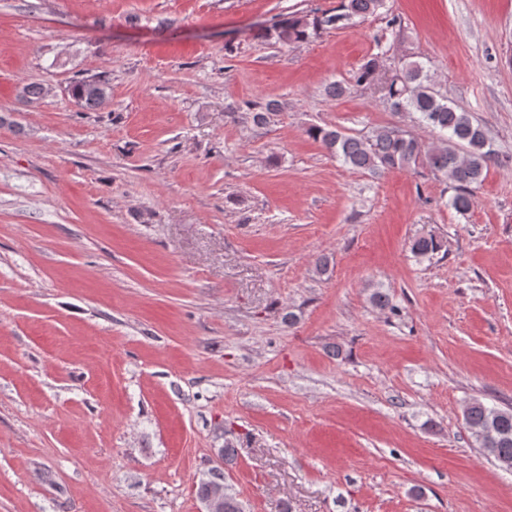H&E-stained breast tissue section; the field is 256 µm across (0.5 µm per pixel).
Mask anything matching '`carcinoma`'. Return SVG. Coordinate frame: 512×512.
Segmentation results:
<instances>
[{
  "instance_id": "1",
  "label": "carcinoma",
  "mask_w": 512,
  "mask_h": 512,
  "mask_svg": "<svg viewBox=\"0 0 512 512\" xmlns=\"http://www.w3.org/2000/svg\"><path fill=\"white\" fill-rule=\"evenodd\" d=\"M385 7V0H340L333 11L320 16L292 15L275 27L277 40L284 44L303 42L318 31L339 28L355 18L374 15ZM381 54L367 58L357 69L359 86L380 82L384 102L396 113L412 112L419 122L438 133L435 141L424 144L399 127H384L369 137L348 135L337 129L314 127L309 134L348 167L373 173L426 167L442 174L455 194L450 206L459 214L470 209L472 188L483 181L488 161L494 155L483 129L470 113L448 104L429 82L425 67L417 61H405L398 70L379 80ZM71 97L81 106L96 108L109 98V85L99 77H83L69 86ZM441 250L433 238H418L412 253L428 258ZM464 421L480 448L498 466L512 472V408L488 407L471 401L464 411Z\"/></svg>"
}]
</instances>
